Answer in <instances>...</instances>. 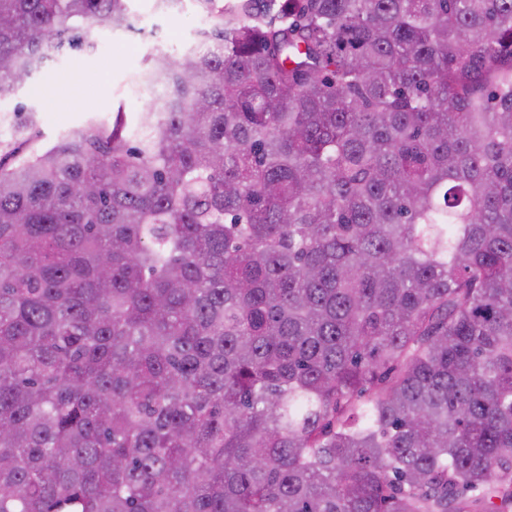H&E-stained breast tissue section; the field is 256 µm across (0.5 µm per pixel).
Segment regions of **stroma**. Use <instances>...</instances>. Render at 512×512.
Returning a JSON list of instances; mask_svg holds the SVG:
<instances>
[{
    "label": "stroma",
    "mask_w": 512,
    "mask_h": 512,
    "mask_svg": "<svg viewBox=\"0 0 512 512\" xmlns=\"http://www.w3.org/2000/svg\"><path fill=\"white\" fill-rule=\"evenodd\" d=\"M129 9L133 30L115 32L103 24L91 26L88 36L97 44L94 53L65 49L35 74L31 87L0 100V125H16L17 107L38 109L39 122L33 133L49 145L89 120H111L119 110L125 112L128 123H135L139 112L153 102L148 94L134 97L129 93L147 66L149 52L159 47L181 53L195 43L207 20L193 0H183L182 8L169 14L158 13L154 0H130Z\"/></svg>",
    "instance_id": "35a3bbf8"
}]
</instances>
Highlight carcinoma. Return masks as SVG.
<instances>
[{"label":"carcinoma","mask_w":512,"mask_h":512,"mask_svg":"<svg viewBox=\"0 0 512 512\" xmlns=\"http://www.w3.org/2000/svg\"><path fill=\"white\" fill-rule=\"evenodd\" d=\"M128 2L0 0V99ZM194 2L0 141V512H512V0ZM128 3L134 31L113 32L103 24L91 26L88 36L97 43L96 51L86 54L67 47L54 56L29 85L0 100V126L14 129L19 120L17 112H12L15 107L47 110L36 112L39 122L33 134L49 145L90 119L110 121L119 108L133 124L139 112L156 103L144 92L139 98L129 93L136 76L147 67L149 52L159 46L171 54L181 53L196 42L198 30L208 21L198 13L193 0H183V7L169 14L158 13L154 0ZM34 87L45 89V97L33 95Z\"/></svg>","instance_id":"carcinoma-1"}]
</instances>
